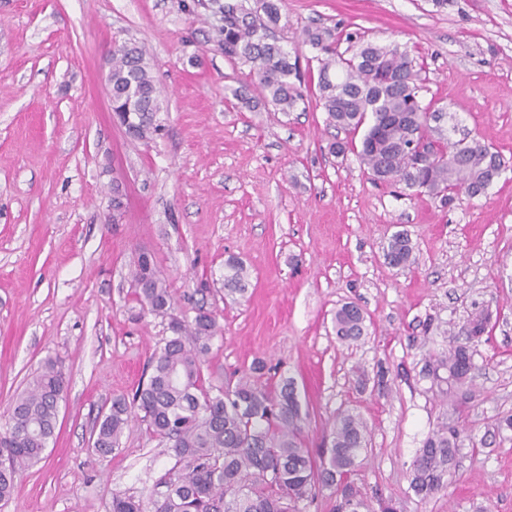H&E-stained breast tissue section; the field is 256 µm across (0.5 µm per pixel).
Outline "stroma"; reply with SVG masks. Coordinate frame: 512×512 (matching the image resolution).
Here are the masks:
<instances>
[{
  "label": "stroma",
  "mask_w": 512,
  "mask_h": 512,
  "mask_svg": "<svg viewBox=\"0 0 512 512\" xmlns=\"http://www.w3.org/2000/svg\"><path fill=\"white\" fill-rule=\"evenodd\" d=\"M211 0H0V425L46 358L66 376L44 459L18 478L0 512H111L112 499H149L174 463L167 442L132 421L118 449L88 446L113 396L134 393L168 334L132 296L137 253L151 255L176 312L198 303L218 332L204 367L213 383L263 360L294 378L308 448L352 410L371 437L354 478L396 512H512V0H284L271 35L298 53L308 26L405 44L419 97L498 151L505 168L487 191L453 205L404 184L373 183L315 96L291 112L241 111L226 89L255 84L217 45ZM143 47L160 91L163 129L134 141L114 123L105 79L114 43ZM124 192L108 221L113 183ZM414 262L395 267V232ZM243 261L244 296L224 293V261ZM210 291H197L200 281ZM346 302L367 315L359 342L331 329ZM490 321L473 347L471 380L455 396L427 375L445 334ZM385 386H378V379ZM461 449L448 487L411 490L413 459L439 426ZM414 247L406 233H395L384 247V257L393 266H407L413 261Z\"/></svg>",
  "instance_id": "35a3bbf8"
}]
</instances>
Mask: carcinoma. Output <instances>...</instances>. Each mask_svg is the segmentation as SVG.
Wrapping results in <instances>:
<instances>
[{"label":"carcinoma","mask_w":512,"mask_h":512,"mask_svg":"<svg viewBox=\"0 0 512 512\" xmlns=\"http://www.w3.org/2000/svg\"><path fill=\"white\" fill-rule=\"evenodd\" d=\"M214 2L224 14L218 41L224 57L249 65L257 76V95L236 90L233 97L249 109L271 104L282 112L294 110L305 98L296 84L298 63L266 35L281 18L282 0H259L258 12L244 0ZM338 42L332 29L303 32L302 43L320 53L317 93L328 123L352 135L363 132L360 144L334 142L330 152L355 150L374 180L401 182L448 204L485 193L504 169L502 156L477 141L433 138L437 128L429 121L441 120L444 113L430 111L419 100L408 52L397 43H367L346 56L337 51ZM111 58L108 82L115 111L130 113L135 139L147 140L161 129V108L145 50L124 42L112 48ZM415 140L427 142L422 161L410 150ZM413 252L403 232L393 234L384 247L385 259L396 267L411 264ZM131 282L141 310L166 320L170 335L156 347L149 374L132 397H114L98 417L93 444L99 455L111 454L135 418L171 444L175 463L159 482L162 493L147 502L116 496L112 512H302L300 503L311 505L325 491L337 497L333 512H371L353 482L368 446L367 426L358 415L337 414L329 446L313 454L303 438L308 412L292 379L265 377V363L258 359L234 384L206 382L203 368L216 333L215 317L202 307L191 322L177 315L169 285L142 253L133 261ZM248 286L244 264L228 257L224 293L242 296ZM486 326L485 314L474 316L469 336L463 342L450 337V348L429 363V375L450 390L464 385L472 370V345ZM333 328L339 341L358 342L366 335V315L357 304L345 303L336 309ZM65 382L62 364L49 358L12 401L0 428V448L6 452L0 501L10 500L20 473L43 459ZM459 451L458 433L448 427L429 435L412 463L413 491L428 498L446 488Z\"/></svg>","instance_id":"obj_1"}]
</instances>
